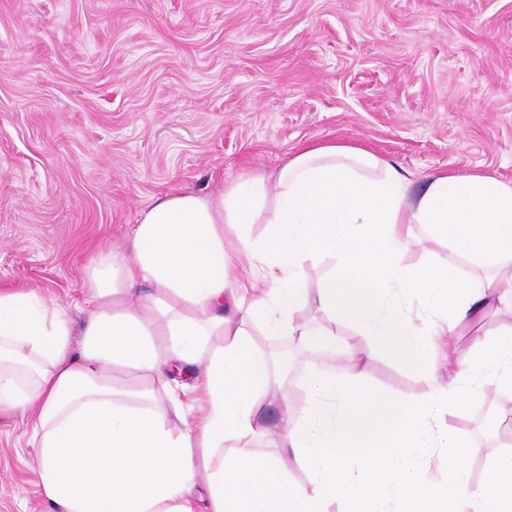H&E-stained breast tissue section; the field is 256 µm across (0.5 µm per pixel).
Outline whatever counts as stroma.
<instances>
[{"instance_id": "35a3bbf8", "label": "stroma", "mask_w": 512, "mask_h": 512, "mask_svg": "<svg viewBox=\"0 0 512 512\" xmlns=\"http://www.w3.org/2000/svg\"><path fill=\"white\" fill-rule=\"evenodd\" d=\"M336 142L410 173L512 180V0H0V282L69 304L82 268L164 193H215ZM512 324V302L449 348ZM405 398L431 382L374 358ZM483 479L502 445L476 420ZM33 415L0 413V512H51Z\"/></svg>"}]
</instances>
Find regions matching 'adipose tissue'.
<instances>
[{
  "label": "adipose tissue",
  "mask_w": 512,
  "mask_h": 512,
  "mask_svg": "<svg viewBox=\"0 0 512 512\" xmlns=\"http://www.w3.org/2000/svg\"><path fill=\"white\" fill-rule=\"evenodd\" d=\"M419 232L487 276L436 257L407 265ZM240 256L246 288L231 277ZM324 260L316 288H305L306 266ZM506 282L512 181L445 172L417 191L366 150L315 144L272 177L228 182L216 196L157 197L125 247L90 260L73 305L0 285V409L35 411L39 484L53 512H512V449L473 482L479 448L446 421L488 393L512 394V325L476 339L454 379L421 397L373 390L360 370L384 354L433 379L436 320L456 333L501 301ZM308 307L326 326L300 322ZM75 310L85 314L77 353ZM337 325L365 348L348 374L309 373L305 404L291 407L250 327L323 348ZM187 388L204 417L176 429L170 415ZM273 406L276 432L264 421ZM231 438H266L274 451L228 456ZM288 456L306 482L289 480Z\"/></svg>",
  "instance_id": "1"
}]
</instances>
